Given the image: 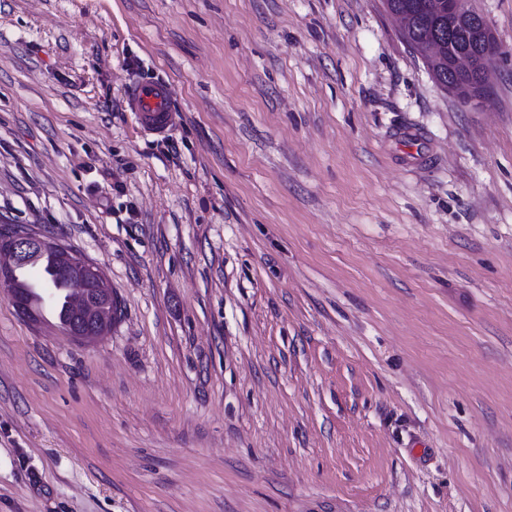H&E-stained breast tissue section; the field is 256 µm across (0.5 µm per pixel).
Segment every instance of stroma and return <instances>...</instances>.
<instances>
[{"label": "stroma", "mask_w": 512, "mask_h": 512, "mask_svg": "<svg viewBox=\"0 0 512 512\" xmlns=\"http://www.w3.org/2000/svg\"><path fill=\"white\" fill-rule=\"evenodd\" d=\"M468 5L477 103L381 0H0V224L121 306L80 345L0 287V512H512V0ZM133 112H137L140 124L160 133L168 130L172 120V99L168 87L157 84H137L127 93Z\"/></svg>", "instance_id": "1"}]
</instances>
